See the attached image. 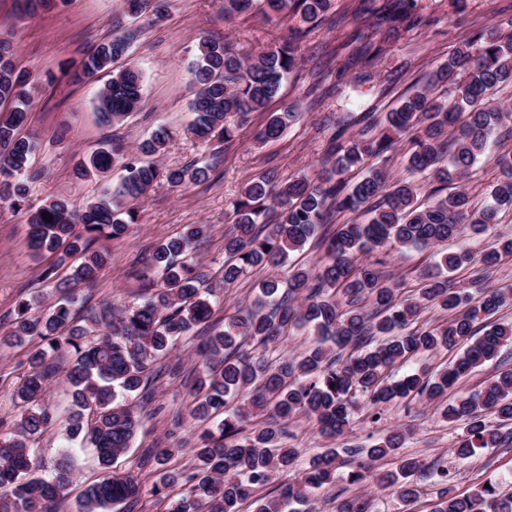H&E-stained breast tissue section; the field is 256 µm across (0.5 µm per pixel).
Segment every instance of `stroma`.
<instances>
[{
    "label": "stroma",
    "mask_w": 512,
    "mask_h": 512,
    "mask_svg": "<svg viewBox=\"0 0 512 512\" xmlns=\"http://www.w3.org/2000/svg\"><path fill=\"white\" fill-rule=\"evenodd\" d=\"M337 12L345 13L343 29L324 25L313 28L300 45L301 64L284 82L279 98L268 110L281 111L294 103L298 116L284 137L275 142L259 139L257 132L265 114L253 113L231 143L214 139L200 142L186 137L192 120L194 87L191 68L201 36L225 37L251 53L265 50L277 41L285 28L281 19L268 20L251 15L224 20V0H171L160 21L132 18L125 0H62L61 4L29 18L20 14L16 0H0V35H11L18 50L20 68L30 72L38 87L32 98L29 119L21 128L36 150L32 163L41 178L31 182L29 202L41 205L46 199L66 196L79 209L99 195L104 182L78 179L75 164L83 154L102 144L119 141L129 159H136V147L156 127L175 132V139L157 161L165 167H179L191 161L213 163L207 181L179 189L160 184L146 198L137 201L138 220L129 235L120 240L104 238L94 242L95 250L106 252L109 260L97 280L77 289V315H85L101 303L118 307L140 304L150 286L141 263L161 238L179 232L188 224H204L207 236L198 247L196 260L209 272V286L215 294L213 322H223L237 307L255 295V275L243 277L233 286L221 278L224 265V235L232 222V204L244 182L253 176L271 173L283 184L300 175L317 173L328 159V142L338 126L355 134L356 125L347 124L349 113L373 112L385 115L409 87L426 80L464 40L475 32L512 29V0H418L419 19L414 26L387 33L372 28L367 20L348 14L351 0H335ZM138 27L139 34L126 59L145 76L141 109L124 123H103L93 102L97 88L106 83L109 72L81 79L77 73L82 60L99 42L112 36L117 27ZM355 43H346L347 34ZM382 46L383 53L371 67L345 68L346 58L358 52L361 44ZM25 211L0 205V334L11 328L15 308L31 299L34 292H49L53 283L64 282L68 270L57 255L34 254L27 243ZM385 272L403 277L405 289L418 288L424 273L434 263L426 252L388 248ZM55 267L54 282L44 281L42 272ZM200 330L184 336L165 359L179 365L180 371L154 383L153 399L140 413V425L132 447L119 456L114 470L141 482L143 494L138 512H166V503L150 493L156 479L154 470L140 468L142 449L158 441L192 445L203 432L201 422L189 415L194 397L192 385L199 375L196 349ZM26 348L0 349V417L16 411L14 388L26 368ZM43 401L53 411L54 424L39 439L37 448L45 467H52L61 451L62 434L67 426L71 399L61 378L49 383ZM409 428L405 453L426 462L439 461L453 473L452 486L466 494L484 481L512 479V448H495L475 458L452 457L451 448L461 433L435 413L432 406L400 401L385 406L378 422L358 414L350 432L331 441L322 438L302 417L290 422L289 442L312 456L333 447H370L395 428ZM75 476L67 494L57 504V512H78L83 489L105 477L94 450L72 441Z\"/></svg>",
    "instance_id": "35a3bbf8"
}]
</instances>
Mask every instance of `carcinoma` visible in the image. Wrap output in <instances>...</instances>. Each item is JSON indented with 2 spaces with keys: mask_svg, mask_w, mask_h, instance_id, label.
I'll return each instance as SVG.
<instances>
[{
  "mask_svg": "<svg viewBox=\"0 0 512 512\" xmlns=\"http://www.w3.org/2000/svg\"><path fill=\"white\" fill-rule=\"evenodd\" d=\"M257 0H224V19L255 10ZM266 16H292L299 26L252 55L227 42L203 38L192 69L196 87L186 133L200 142H226L254 112H263L298 68L299 43L309 27L331 18L334 0H262ZM355 12L375 27L397 30L417 19V0H356ZM53 0H18L24 15L48 9ZM136 17L151 14L160 20L170 0H126ZM137 31L127 30L101 42L82 61L81 73L92 77L112 69V78L95 94L100 118L120 123L142 106L144 79L130 66L115 68L127 56ZM453 82L454 101L434 95L440 83ZM512 88V33L480 31L463 42L431 75L414 87L380 120L367 112L361 128L349 139L339 127L330 141L331 166L316 176H301L283 185L261 175L245 182L233 203L234 220L224 236V287L253 270L267 274L257 285L250 306L224 322V329L204 337L198 399L194 418L222 416L215 430L201 433L189 452L195 465L169 467L182 452L167 444L145 448L141 466L156 464L151 494L167 502V512H313L299 506L336 484L340 469L346 481L361 485L373 464L393 456L397 467L377 484L393 487L406 504L421 496L420 482L430 469L421 459L400 453L411 429L384 435L369 448L353 451L350 462L337 460L328 448L307 459L285 445L286 424L299 416L312 421L319 434L335 439L347 433L358 398L373 420L381 407L401 399L435 404L443 418L462 423L463 433L451 448L454 456L472 458L490 448L512 447V368L504 369L476 391L460 389V381L495 358L502 345L512 343V324L491 318L512 303L507 294L455 287L438 273L415 294L401 293V283L386 278L377 258L359 256L388 245L426 251L461 236L493 229L501 214L512 212V149L498 148L493 162L501 178L488 190L478 209L456 184L501 142L499 130L509 113L495 105V96ZM34 81L17 65L16 47L0 37V201L20 208L27 200V183L40 176L32 170L34 142L20 135L34 95ZM288 106L269 113L259 137L276 141L294 121ZM175 133L158 128L137 146L145 156L162 154ZM412 179L395 180L388 162L398 145ZM120 167V180L80 210L63 197H54L28 210L30 246L38 253L79 255L70 281L94 282L108 255L91 249L100 236L124 237L137 221L130 203L153 186L181 188L207 178L212 165L195 161L179 168L138 163L121 148L105 144L84 156L78 173L105 177ZM352 170L361 176L351 181ZM53 216L43 220L42 213ZM207 226L190 224L174 236L159 240L149 265L158 275L154 291L128 310L109 303L93 309L78 322L72 315L75 297L64 296L40 312L41 293L18 305L11 330L0 336V347H22L38 338L41 346L27 357L28 371L14 391L18 413L0 427V512H49L48 505L65 496L73 481L71 456L62 452L51 477L38 471L42 463L36 445L53 424L51 409L41 403L56 373L53 357L73 354L65 370L75 410L66 438L78 437L94 448L99 462L112 461L132 447L139 413L128 396L142 402L152 398V384L162 375L153 367L176 341L193 327L208 322L211 293L202 288L205 270L192 258ZM313 244L320 257L311 267L292 266L288 278L279 276L290 253ZM512 256V236H498L494 247L474 256L468 250L444 252L440 267L454 272L476 266L472 283L483 281L502 257ZM438 308L448 321L432 325L424 314ZM309 327L315 340L296 357L270 358L267 353L295 328ZM440 350L458 354L435 373L417 369L398 379L395 366L413 356ZM245 404H234L238 396ZM292 470L295 481L274 485L278 474ZM441 485L429 512H512V487L489 480L469 495L448 487L449 471L435 472ZM182 491L174 496L175 487ZM140 485L130 475H112L84 491L80 512H136ZM371 498L356 494L335 500L334 512H371Z\"/></svg>",
  "mask_w": 512,
  "mask_h": 512,
  "instance_id": "cac0c4a2",
  "label": "carcinoma"
}]
</instances>
